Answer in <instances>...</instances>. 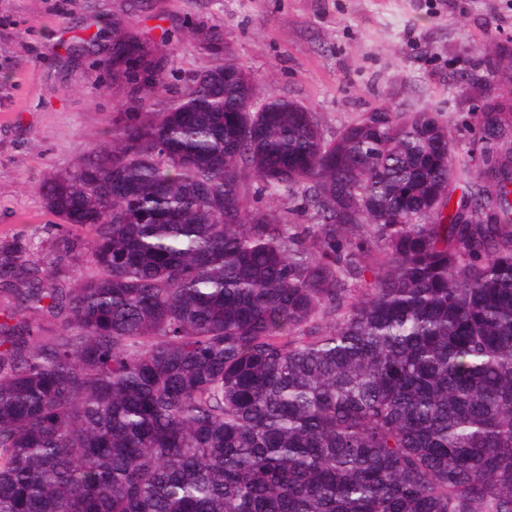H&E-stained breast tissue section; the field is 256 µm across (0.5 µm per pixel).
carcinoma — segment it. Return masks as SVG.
I'll return each instance as SVG.
<instances>
[{
  "label": "carcinoma",
  "instance_id": "carcinoma-1",
  "mask_svg": "<svg viewBox=\"0 0 512 512\" xmlns=\"http://www.w3.org/2000/svg\"><path fill=\"white\" fill-rule=\"evenodd\" d=\"M189 33L179 86L123 18L71 49L124 112L41 186L87 253L0 244V512H512V93L468 149L427 107L329 139ZM202 50L205 53H211L208 47L202 46ZM205 53L199 49L195 38L183 34L176 44V51L172 58L173 72L184 76L214 64L213 60Z\"/></svg>",
  "mask_w": 512,
  "mask_h": 512
}]
</instances>
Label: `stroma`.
Here are the masks:
<instances>
[{"label": "stroma", "instance_id": "1", "mask_svg": "<svg viewBox=\"0 0 512 512\" xmlns=\"http://www.w3.org/2000/svg\"><path fill=\"white\" fill-rule=\"evenodd\" d=\"M130 0H0V240L29 243L42 263L60 231L40 187L88 145L107 139L117 96L98 67L68 50L87 25L102 31ZM190 22L223 29L259 96L316 112L326 137L383 103L447 112L456 141L485 91L463 74L512 48V0H154L135 16L161 40Z\"/></svg>", "mask_w": 512, "mask_h": 512}]
</instances>
